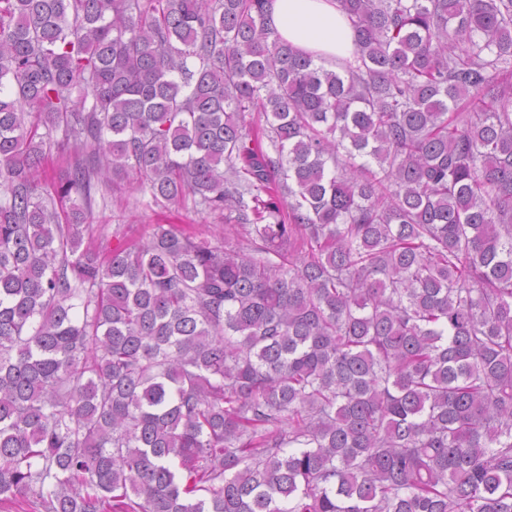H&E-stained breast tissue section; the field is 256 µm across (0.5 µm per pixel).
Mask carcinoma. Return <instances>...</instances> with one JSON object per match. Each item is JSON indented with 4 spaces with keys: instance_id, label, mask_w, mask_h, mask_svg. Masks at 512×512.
<instances>
[{
    "instance_id": "carcinoma-1",
    "label": "carcinoma",
    "mask_w": 512,
    "mask_h": 512,
    "mask_svg": "<svg viewBox=\"0 0 512 512\" xmlns=\"http://www.w3.org/2000/svg\"><path fill=\"white\" fill-rule=\"evenodd\" d=\"M337 2L328 69L269 0H0L1 506L512 512V0ZM129 176L238 238L83 246ZM73 157V149L69 148L64 151L53 149L50 155L43 162L39 169L41 177H53L56 180L66 175L68 164Z\"/></svg>"
}]
</instances>
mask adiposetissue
Listing matches in <instances>:
<instances>
[{"instance_id": "obj_1", "label": "adipose tissue", "mask_w": 512, "mask_h": 512, "mask_svg": "<svg viewBox=\"0 0 512 512\" xmlns=\"http://www.w3.org/2000/svg\"><path fill=\"white\" fill-rule=\"evenodd\" d=\"M270 15L283 40L316 60L352 59L354 30L336 0H271Z\"/></svg>"}]
</instances>
